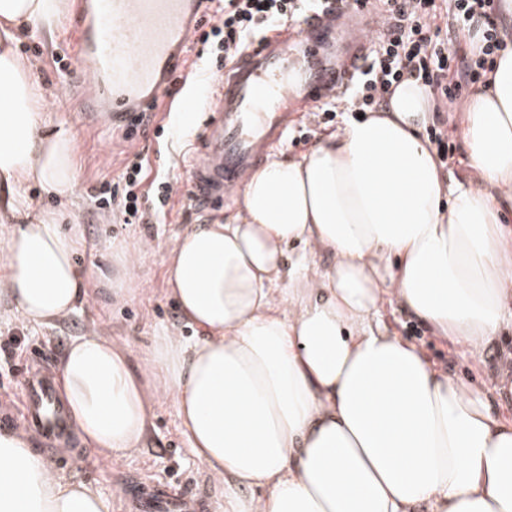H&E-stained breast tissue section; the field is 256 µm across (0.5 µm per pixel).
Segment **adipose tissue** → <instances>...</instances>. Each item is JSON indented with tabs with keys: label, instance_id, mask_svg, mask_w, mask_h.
Segmentation results:
<instances>
[{
	"label": "adipose tissue",
	"instance_id": "ef3b65f1",
	"mask_svg": "<svg viewBox=\"0 0 512 512\" xmlns=\"http://www.w3.org/2000/svg\"><path fill=\"white\" fill-rule=\"evenodd\" d=\"M68 11L0 0V296L27 324L126 294L111 270L77 269L79 232L25 189L62 194L76 174L73 129L48 125L46 89L18 50L54 41ZM429 119V91L404 81L384 110L254 171L234 222L186 230L166 283L199 335L158 337L136 359L74 339L55 388L82 444L122 461L167 398L224 512H512V416L372 326L398 304L475 355L512 321V45L458 116L474 181L446 180L419 137ZM292 242L304 255L288 267ZM0 512L111 504L50 468L22 429H0Z\"/></svg>",
	"mask_w": 512,
	"mask_h": 512
}]
</instances>
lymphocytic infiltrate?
Masks as SVG:
<instances>
[{
	"label": "lymphocytic infiltrate",
	"instance_id": "f902f5d3",
	"mask_svg": "<svg viewBox=\"0 0 512 512\" xmlns=\"http://www.w3.org/2000/svg\"><path fill=\"white\" fill-rule=\"evenodd\" d=\"M212 22L198 40L207 49L209 70H221L249 44L274 28L305 13L313 0H207ZM494 0H448L449 29L436 22V0H381V22L367 68L346 102L329 98L319 110L334 116L339 109L363 112L378 105L390 88L415 79L441 97L454 99L463 87L480 81L496 65L494 54L504 39L492 17ZM483 25L481 56L469 61L449 43V30L465 31ZM142 153L129 156L116 182H101L93 193L98 208L118 214L124 224H154L164 215L178 189L169 178L146 177Z\"/></svg>",
	"mask_w": 512,
	"mask_h": 512
}]
</instances>
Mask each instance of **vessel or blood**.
<instances>
[{"instance_id":"vessel-or-blood-1","label":"vessel or blood","mask_w":512,"mask_h":512,"mask_svg":"<svg viewBox=\"0 0 512 512\" xmlns=\"http://www.w3.org/2000/svg\"><path fill=\"white\" fill-rule=\"evenodd\" d=\"M80 36L76 61L92 76L82 103L83 122L111 128L131 125L171 88L175 74L202 21L199 0H80ZM354 0H323L304 16L290 41L266 39L243 52L232 70L210 84L205 105L182 99L180 110L193 117L206 108L208 117L196 141L198 161L189 183L199 208L229 202L237 186L267 151L288 135L296 111L342 91L362 69L368 36L363 26L344 62L336 60V27L354 19ZM24 424L49 448L67 440L66 414L55 399L51 379L37 374L26 381ZM200 493L166 500L149 484L139 483L126 500L127 512H199Z\"/></svg>"}]
</instances>
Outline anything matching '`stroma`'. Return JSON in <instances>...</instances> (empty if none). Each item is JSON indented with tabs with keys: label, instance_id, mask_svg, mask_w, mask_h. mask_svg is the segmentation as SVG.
Returning <instances> with one entry per match:
<instances>
[{
	"label": "stroma",
	"instance_id": "1",
	"mask_svg": "<svg viewBox=\"0 0 512 512\" xmlns=\"http://www.w3.org/2000/svg\"><path fill=\"white\" fill-rule=\"evenodd\" d=\"M79 6L71 4L54 42L26 40L21 49L35 67L33 77L40 84L53 88L49 116L70 123L76 133L77 161L75 181L67 198L44 192L40 187L27 193L41 208L65 207L68 224L78 228L83 245L75 257L80 270L106 267L112 242L122 240L136 244L140 239L155 240L156 249L147 255L135 272L131 285L133 294L112 305L93 304L79 307L66 318L47 326H31L19 321L6 297H0V345L11 344L18 359H25L33 350L51 354L61 360L73 339L92 332L125 343L133 354L150 347L155 337L179 333L193 338L175 300L165 289V267L162 257L174 246L179 234L203 223V216L185 210V197L175 196L171 210L154 224H119L111 210L98 209L92 202V189L101 181L118 179L124 160L131 153L143 152L149 161V177L166 176L188 188V171L195 152L194 142L199 124H188L169 98L158 101L164 119L154 120L146 130L131 135L124 127L114 130L92 129L80 120L81 97L84 93L82 75L73 46L78 38ZM349 115L337 113L332 121L309 112L301 113V122L288 140L279 147L287 157L303 154L320 135L343 127ZM382 330L409 338L423 348L429 359L449 371L467 376L485 392L492 393L500 370L512 361V333L508 332L487 344L480 363L464 360L448 344L433 336L431 330L400 306L383 311ZM176 410L171 401H160L153 424L142 448L131 458L112 463L101 455L90 454L84 445H77L64 460H56L52 449L42 455L52 469L74 482L91 486L112 501V512H122V489L128 482L146 478L168 497L186 490L202 492L204 512H216L218 495L205 471L191 454L181 434Z\"/></svg>",
	"mask_w": 512,
	"mask_h": 512
}]
</instances>
